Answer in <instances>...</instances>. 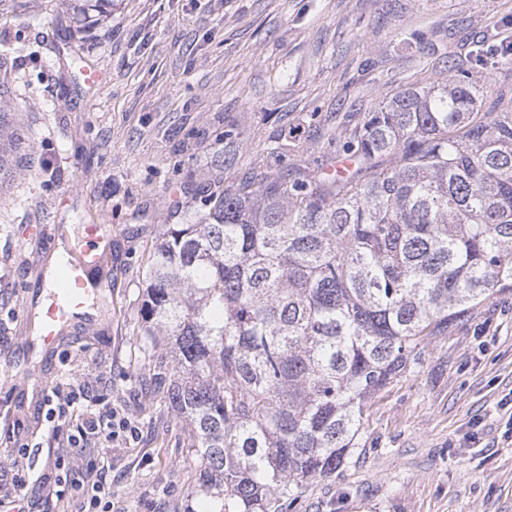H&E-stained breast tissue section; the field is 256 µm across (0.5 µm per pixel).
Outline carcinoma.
<instances>
[{"label":"carcinoma","mask_w":512,"mask_h":512,"mask_svg":"<svg viewBox=\"0 0 512 512\" xmlns=\"http://www.w3.org/2000/svg\"><path fill=\"white\" fill-rule=\"evenodd\" d=\"M457 72L348 124L349 170L261 173L164 225L145 349L217 512H288L420 346L512 283V85ZM8 102L0 169L29 148Z\"/></svg>","instance_id":"1"}]
</instances>
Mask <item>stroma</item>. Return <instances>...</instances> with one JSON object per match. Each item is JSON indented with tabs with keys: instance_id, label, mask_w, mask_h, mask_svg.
<instances>
[{
	"instance_id": "35a3bbf8",
	"label": "stroma",
	"mask_w": 512,
	"mask_h": 512,
	"mask_svg": "<svg viewBox=\"0 0 512 512\" xmlns=\"http://www.w3.org/2000/svg\"><path fill=\"white\" fill-rule=\"evenodd\" d=\"M510 35L512 0H112L103 14L0 0V83L32 143L0 176V499L58 512L49 486L73 428L44 397L83 385L137 435L62 465L101 471L112 512H200L187 425L141 382V296L164 225L275 167L270 147L315 174L348 113L448 80L449 64L512 83V68L471 56ZM88 66L103 87L84 83ZM89 224L111 230L92 273L106 288L91 325L45 349L46 243L80 248ZM511 427L508 287L427 342L366 410L358 461L306 483L288 512H512Z\"/></svg>"
}]
</instances>
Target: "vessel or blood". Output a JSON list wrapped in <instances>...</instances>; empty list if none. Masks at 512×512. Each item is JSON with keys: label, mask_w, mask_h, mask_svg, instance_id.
<instances>
[{"label": "vessel or blood", "mask_w": 512, "mask_h": 512, "mask_svg": "<svg viewBox=\"0 0 512 512\" xmlns=\"http://www.w3.org/2000/svg\"><path fill=\"white\" fill-rule=\"evenodd\" d=\"M85 234L87 244L67 260L57 293L40 306L39 336L44 347H53L64 328L84 317L89 299L100 291V283L91 281L88 272L102 262L100 246L109 229L104 224H89Z\"/></svg>", "instance_id": "b4317fda"}]
</instances>
